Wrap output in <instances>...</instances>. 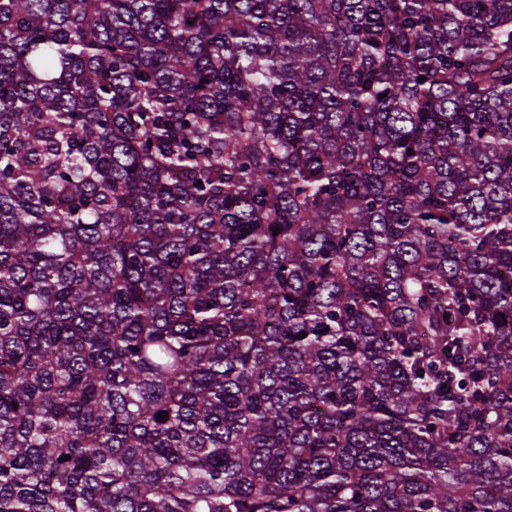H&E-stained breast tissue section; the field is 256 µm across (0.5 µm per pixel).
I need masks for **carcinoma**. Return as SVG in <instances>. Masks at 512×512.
Returning <instances> with one entry per match:
<instances>
[{"mask_svg": "<svg viewBox=\"0 0 512 512\" xmlns=\"http://www.w3.org/2000/svg\"><path fill=\"white\" fill-rule=\"evenodd\" d=\"M0 512H512V0H0Z\"/></svg>", "mask_w": 512, "mask_h": 512, "instance_id": "1", "label": "carcinoma"}]
</instances>
